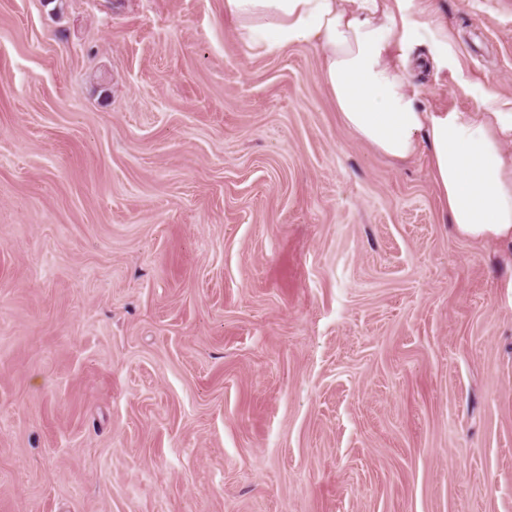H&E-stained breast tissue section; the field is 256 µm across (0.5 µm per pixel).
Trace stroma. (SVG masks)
<instances>
[{
  "instance_id": "35a3bbf8",
  "label": "stroma",
  "mask_w": 512,
  "mask_h": 512,
  "mask_svg": "<svg viewBox=\"0 0 512 512\" xmlns=\"http://www.w3.org/2000/svg\"><path fill=\"white\" fill-rule=\"evenodd\" d=\"M435 109L512 0H434ZM0 512H512V246L224 0H0Z\"/></svg>"
}]
</instances>
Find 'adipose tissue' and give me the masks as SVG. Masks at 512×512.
<instances>
[{"mask_svg": "<svg viewBox=\"0 0 512 512\" xmlns=\"http://www.w3.org/2000/svg\"><path fill=\"white\" fill-rule=\"evenodd\" d=\"M410 0H224L241 34L262 33L268 49L311 46L343 125L374 152L411 158L426 146L442 210L460 238L512 246V107L487 112L422 106L406 58L448 44L432 22L410 20Z\"/></svg>", "mask_w": 512, "mask_h": 512, "instance_id": "adipose-tissue-1", "label": "adipose tissue"}]
</instances>
